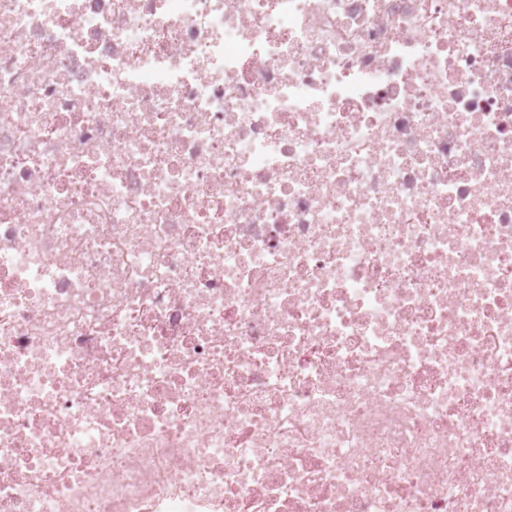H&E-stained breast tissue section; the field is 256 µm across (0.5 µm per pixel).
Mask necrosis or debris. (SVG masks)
<instances>
[{"label": "necrosis or debris", "mask_w": 512, "mask_h": 512, "mask_svg": "<svg viewBox=\"0 0 512 512\" xmlns=\"http://www.w3.org/2000/svg\"><path fill=\"white\" fill-rule=\"evenodd\" d=\"M0 512H512V0H0Z\"/></svg>", "instance_id": "4bbe7bcc"}]
</instances>
